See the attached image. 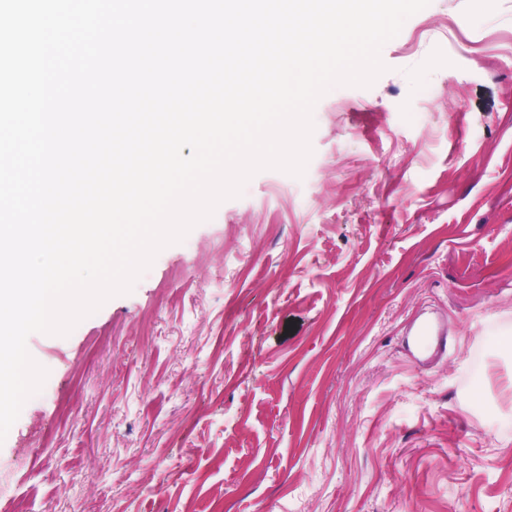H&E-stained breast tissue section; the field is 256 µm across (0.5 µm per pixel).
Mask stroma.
<instances>
[{
	"label": "stroma",
	"mask_w": 512,
	"mask_h": 512,
	"mask_svg": "<svg viewBox=\"0 0 512 512\" xmlns=\"http://www.w3.org/2000/svg\"><path fill=\"white\" fill-rule=\"evenodd\" d=\"M381 59L317 102L303 177L29 336L0 512H512V0H430ZM413 340L414 348L421 353L442 355L448 350V336L431 320H424L418 326Z\"/></svg>",
	"instance_id": "stroma-1"
}]
</instances>
